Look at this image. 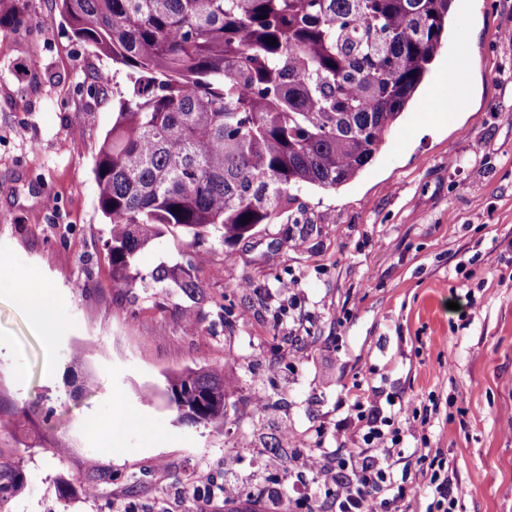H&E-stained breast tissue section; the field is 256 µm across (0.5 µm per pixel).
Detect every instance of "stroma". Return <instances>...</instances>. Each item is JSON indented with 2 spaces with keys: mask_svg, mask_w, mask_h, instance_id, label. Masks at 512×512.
<instances>
[{
  "mask_svg": "<svg viewBox=\"0 0 512 512\" xmlns=\"http://www.w3.org/2000/svg\"><path fill=\"white\" fill-rule=\"evenodd\" d=\"M25 7V29L0 36V405L55 414L18 441L0 431L27 461L11 512H300L303 449L335 448L363 393L427 411L425 440L390 458L419 512L433 500L426 447L463 512H512V45L499 37L512 0H456L374 160L338 189L294 190L253 237L204 247L199 304L150 286L114 294L93 167L126 81L91 93L111 60L73 37L60 0ZM462 55L467 68L450 70ZM448 76L467 111L443 110ZM44 286L41 326L16 292ZM188 366L223 367V426L168 408L164 376ZM227 473L232 501L189 484ZM65 482L73 494L53 495Z\"/></svg>",
  "mask_w": 512,
  "mask_h": 512,
  "instance_id": "obj_1",
  "label": "stroma"
}]
</instances>
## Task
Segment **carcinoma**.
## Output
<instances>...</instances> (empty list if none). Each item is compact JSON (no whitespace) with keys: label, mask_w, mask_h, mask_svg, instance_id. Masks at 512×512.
Masks as SVG:
<instances>
[{"label":"carcinoma","mask_w":512,"mask_h":512,"mask_svg":"<svg viewBox=\"0 0 512 512\" xmlns=\"http://www.w3.org/2000/svg\"><path fill=\"white\" fill-rule=\"evenodd\" d=\"M454 2L62 0L73 34L127 79L93 169L111 288L136 287L138 254L163 228L184 249L230 245L270 223L294 189L356 179L444 47ZM24 11L16 0L0 30L20 33ZM197 269L189 257L149 278L195 301ZM164 378L179 422L224 423L223 370ZM38 412L0 416V428ZM26 489L24 458L0 448V512Z\"/></svg>","instance_id":"1"}]
</instances>
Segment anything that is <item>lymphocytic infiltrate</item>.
Here are the masks:
<instances>
[{
  "mask_svg": "<svg viewBox=\"0 0 512 512\" xmlns=\"http://www.w3.org/2000/svg\"><path fill=\"white\" fill-rule=\"evenodd\" d=\"M424 421L407 415L395 396L385 400L356 397L343 425L338 426L334 449L320 448L302 458L310 473L304 501L328 496L335 512H396L397 504L409 497L405 487L394 486L389 459L392 448L404 437L417 436ZM360 440L365 452L347 447L346 438Z\"/></svg>",
  "mask_w": 512,
  "mask_h": 512,
  "instance_id": "f902f5d3",
  "label": "lymphocytic infiltrate"
}]
</instances>
